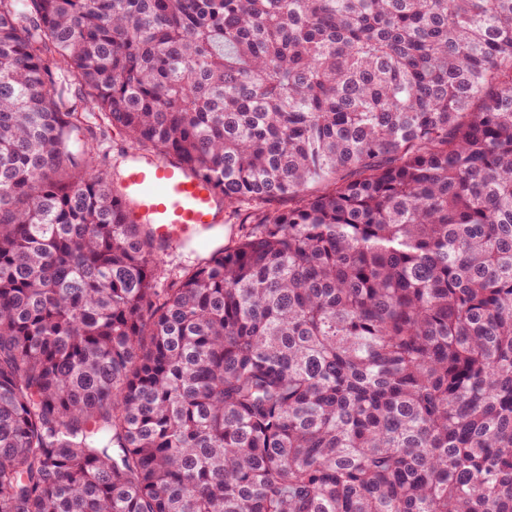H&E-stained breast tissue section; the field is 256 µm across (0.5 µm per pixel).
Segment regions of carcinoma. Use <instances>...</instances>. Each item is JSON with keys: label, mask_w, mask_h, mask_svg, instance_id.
<instances>
[{"label": "carcinoma", "mask_w": 512, "mask_h": 512, "mask_svg": "<svg viewBox=\"0 0 512 512\" xmlns=\"http://www.w3.org/2000/svg\"><path fill=\"white\" fill-rule=\"evenodd\" d=\"M0 512H512V0H0ZM103 148L107 151L106 164L111 165V172L114 165L115 172L121 169L120 177L123 178L127 167L128 155L132 151L129 140L124 135L113 132L105 141ZM122 196L130 205V219H145L154 240L167 245L208 231L215 224L218 194L205 180L181 166L132 155L122 183ZM207 232L203 241L175 242L168 248L167 270L177 273L181 267L208 256L213 248Z\"/></svg>", "instance_id": "carcinoma-1"}]
</instances>
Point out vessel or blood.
I'll list each match as a JSON object with an SVG mask.
<instances>
[{
	"instance_id": "vessel-or-blood-1",
	"label": "vessel or blood",
	"mask_w": 512,
	"mask_h": 512,
	"mask_svg": "<svg viewBox=\"0 0 512 512\" xmlns=\"http://www.w3.org/2000/svg\"><path fill=\"white\" fill-rule=\"evenodd\" d=\"M122 196L131 220H146L154 240L164 245L201 235L217 220V192L176 164L132 156Z\"/></svg>"
}]
</instances>
